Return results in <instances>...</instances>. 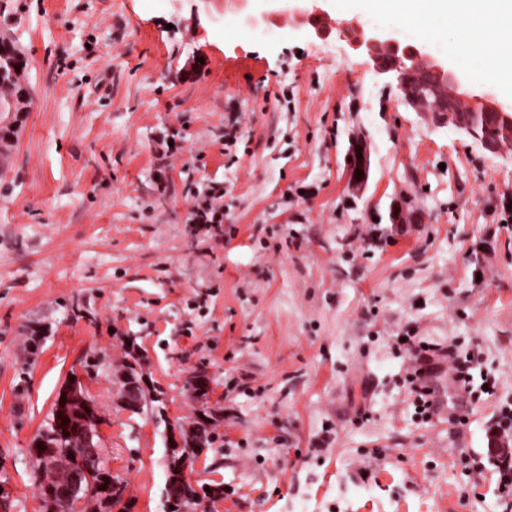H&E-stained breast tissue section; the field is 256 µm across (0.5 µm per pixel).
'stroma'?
Instances as JSON below:
<instances>
[{"label": "stroma", "instance_id": "stroma-1", "mask_svg": "<svg viewBox=\"0 0 512 512\" xmlns=\"http://www.w3.org/2000/svg\"><path fill=\"white\" fill-rule=\"evenodd\" d=\"M366 22L453 61L448 33ZM5 34L35 92L0 143L10 512H43L28 448L74 371L131 512H166L164 423L113 402L131 343L167 421L193 412L188 372L212 378L224 420L191 474L224 497L205 512H512L493 469L469 474L512 401V160L432 127L343 37L285 14L263 35L227 0H0ZM355 134L371 152L360 196L345 183ZM212 186L224 222L195 230L192 196ZM400 195L419 219L395 229L383 216ZM406 334L472 358L496 397L443 372L444 410L422 420Z\"/></svg>", "mask_w": 512, "mask_h": 512}]
</instances>
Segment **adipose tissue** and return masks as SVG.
Instances as JSON below:
<instances>
[{"mask_svg": "<svg viewBox=\"0 0 512 512\" xmlns=\"http://www.w3.org/2000/svg\"><path fill=\"white\" fill-rule=\"evenodd\" d=\"M456 35L454 59L478 80L512 76V0H361Z\"/></svg>", "mask_w": 512, "mask_h": 512, "instance_id": "obj_1", "label": "adipose tissue"}]
</instances>
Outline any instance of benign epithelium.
<instances>
[{"label": "benign epithelium", "instance_id": "7a95c632", "mask_svg": "<svg viewBox=\"0 0 512 512\" xmlns=\"http://www.w3.org/2000/svg\"><path fill=\"white\" fill-rule=\"evenodd\" d=\"M237 5V12L242 21L256 27L279 12L292 16L295 24L309 28L321 39L328 38L336 31L355 51L365 55L378 76L395 80L401 91L404 104L437 128L451 127L480 145L488 154L512 157V107L502 105L496 96L488 91L469 92L464 89L463 76L448 64L436 59L424 48L404 45L396 36L385 30L367 26L357 16L336 17L333 26L327 27L320 19L329 15L325 9L307 7L308 0H272L264 9L249 7L251 0H231ZM403 60L405 71L418 76L417 87L408 88L404 71H397L388 65L390 60ZM431 98L432 108L424 105L426 98ZM494 121L499 127V136L490 139L478 133L479 126ZM347 157L351 163L345 170L346 184L349 190L361 193L365 190L370 175V150L365 137H354L350 141ZM411 200L400 197L391 202L388 218L397 226L416 218L410 208ZM212 386L209 375L196 369L187 374L184 388L188 396L203 403V386ZM154 395L156 391L146 379L138 380L126 376L122 380L117 402L129 413L139 414L144 395ZM57 418L51 427L41 431L28 448L29 456L40 466H45L48 459L59 449H72L78 458V464L71 470L59 473L55 483L45 486L41 493L47 499L49 507H54L60 500L77 503L81 495L93 488L103 489L108 501L122 499L125 496L124 483L115 479L105 480L108 471L105 468L103 454L98 442L99 429L103 420L93 400L85 389V378L75 374L60 390L56 397ZM194 458L188 454L178 459L169 472L168 484L183 488L191 484L190 470Z\"/></svg>", "mask_w": 512, "mask_h": 512}]
</instances>
